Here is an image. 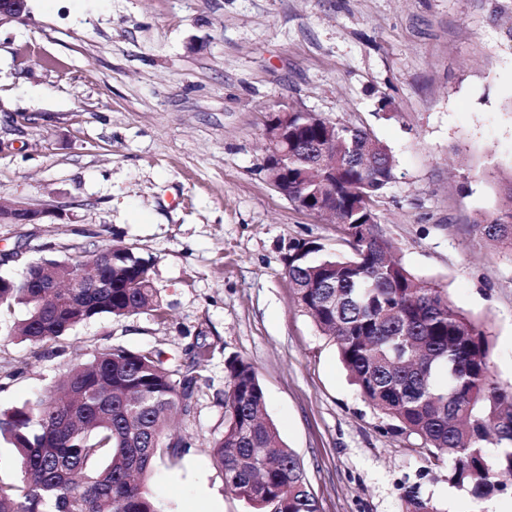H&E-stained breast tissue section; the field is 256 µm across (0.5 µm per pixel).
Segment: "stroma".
<instances>
[{
  "instance_id": "obj_1",
  "label": "stroma",
  "mask_w": 512,
  "mask_h": 512,
  "mask_svg": "<svg viewBox=\"0 0 512 512\" xmlns=\"http://www.w3.org/2000/svg\"><path fill=\"white\" fill-rule=\"evenodd\" d=\"M280 108L388 146L380 235L482 323L494 377L512 384V255L473 231L512 175V0H29L24 20L0 26V207L44 216L0 223V275L127 246L151 260L165 316L100 315L38 349L11 335L26 314L15 306L0 316V412L99 347L160 351L199 381L173 421L190 446L158 459L150 484L166 512H251L209 448L238 355L319 512H405L412 489L471 512L447 463L387 432L297 303L289 242L348 246L266 179L265 129ZM41 217V211L23 205H15L9 209L0 208V223L37 224Z\"/></svg>"
}]
</instances>
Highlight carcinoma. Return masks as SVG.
<instances>
[{
	"instance_id": "1",
	"label": "carcinoma",
	"mask_w": 512,
	"mask_h": 512,
	"mask_svg": "<svg viewBox=\"0 0 512 512\" xmlns=\"http://www.w3.org/2000/svg\"><path fill=\"white\" fill-rule=\"evenodd\" d=\"M277 163L310 214L336 212L349 252L315 241L288 244L285 274L298 303L337 344L363 399L388 421L448 460V483L474 506L512 491V389L492 377L489 336L447 292L418 279L381 237L375 198L395 160L378 139L311 112L288 113V151ZM476 235L512 251V178ZM78 288H66L68 282ZM0 288V313L26 307L20 338L43 347L97 315L160 312L151 262L133 250L86 261L45 259ZM226 423L211 456L226 486L252 512H318L306 474L277 427L261 417L265 393L253 366L226 362ZM198 376L163 366L161 354L99 348L33 403L0 414V436L17 451L21 484L0 483V512H164L145 477L163 454L190 443L167 430L188 413ZM407 512H442L412 493Z\"/></svg>"
}]
</instances>
